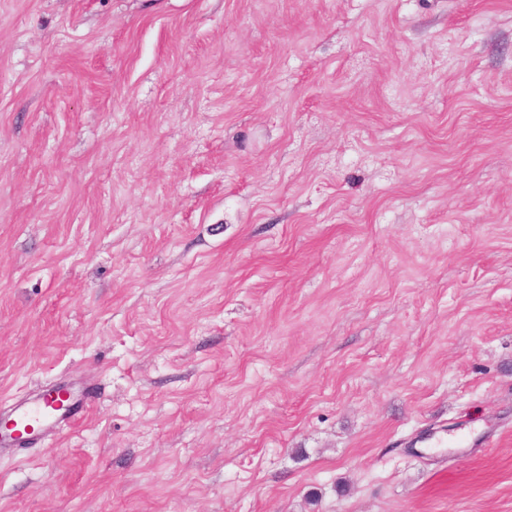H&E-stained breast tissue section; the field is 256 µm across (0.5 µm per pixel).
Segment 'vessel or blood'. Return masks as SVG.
<instances>
[{"instance_id": "obj_1", "label": "vessel or blood", "mask_w": 512, "mask_h": 512, "mask_svg": "<svg viewBox=\"0 0 512 512\" xmlns=\"http://www.w3.org/2000/svg\"><path fill=\"white\" fill-rule=\"evenodd\" d=\"M78 401V391L68 384H58L16 400L8 409L12 427L0 432V448L22 446L58 434L77 420Z\"/></svg>"}]
</instances>
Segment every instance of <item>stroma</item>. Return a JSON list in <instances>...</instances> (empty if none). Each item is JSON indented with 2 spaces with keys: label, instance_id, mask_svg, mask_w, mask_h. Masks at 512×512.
<instances>
[{
  "label": "stroma",
  "instance_id": "stroma-1",
  "mask_svg": "<svg viewBox=\"0 0 512 512\" xmlns=\"http://www.w3.org/2000/svg\"><path fill=\"white\" fill-rule=\"evenodd\" d=\"M62 379L0 512H512V0H0V412Z\"/></svg>",
  "mask_w": 512,
  "mask_h": 512
}]
</instances>
